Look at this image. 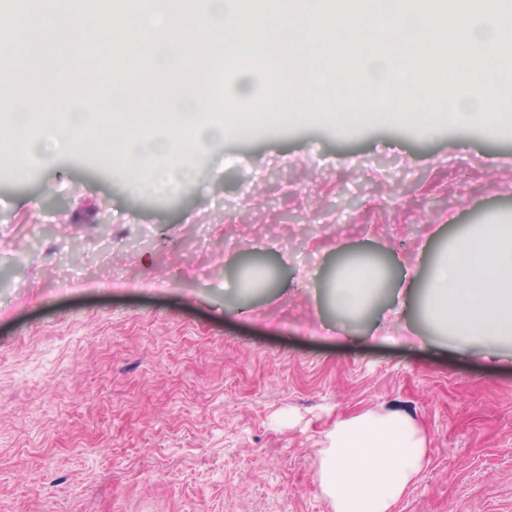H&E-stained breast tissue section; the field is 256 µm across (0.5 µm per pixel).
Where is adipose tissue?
Wrapping results in <instances>:
<instances>
[{"instance_id":"obj_1","label":"adipose tissue","mask_w":512,"mask_h":512,"mask_svg":"<svg viewBox=\"0 0 512 512\" xmlns=\"http://www.w3.org/2000/svg\"><path fill=\"white\" fill-rule=\"evenodd\" d=\"M379 267L349 257L331 292L337 318L360 316L383 288ZM423 317L461 345L512 344V216L472 224L436 255L421 284ZM316 449L317 478L334 512H389L425 463V444L399 412L337 419Z\"/></svg>"}]
</instances>
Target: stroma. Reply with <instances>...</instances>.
<instances>
[{"label": "stroma", "instance_id": "obj_1", "mask_svg": "<svg viewBox=\"0 0 512 512\" xmlns=\"http://www.w3.org/2000/svg\"><path fill=\"white\" fill-rule=\"evenodd\" d=\"M100 146L0 163V512H334L314 448L387 410L427 441L389 512H512V345L459 349L407 291L512 213V134L315 120L213 145L170 196ZM246 252L269 286L234 288ZM348 255L391 277L353 323Z\"/></svg>", "mask_w": 512, "mask_h": 512}]
</instances>
